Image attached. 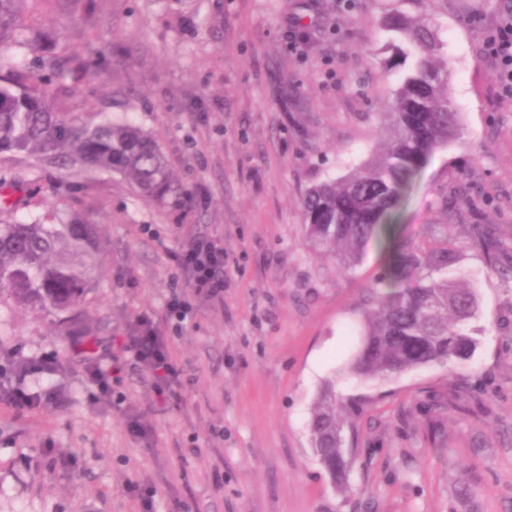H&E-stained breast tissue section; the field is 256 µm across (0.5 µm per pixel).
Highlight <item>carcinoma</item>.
Returning <instances> with one entry per match:
<instances>
[{
	"mask_svg": "<svg viewBox=\"0 0 512 512\" xmlns=\"http://www.w3.org/2000/svg\"><path fill=\"white\" fill-rule=\"evenodd\" d=\"M84 16V0H0V56L32 52L43 44L54 52L35 67L0 73V194L17 192L25 180L12 167L18 158L37 170L71 176L104 171L128 179L148 202L180 200L169 162L155 138L122 121H96L68 110L72 83L104 69L105 53L70 51L55 24L44 17ZM392 55L384 72L401 70L387 101L388 135L379 153L340 180L309 187L302 198L311 247L336 258L343 269L360 263L378 241L388 258L386 277L366 288L367 312L355 353L343 376L386 382L431 364L468 362L482 329L475 291L448 275L456 263L448 238L430 224L414 241L401 243L392 213L414 177L438 149L460 138L458 113L448 97V69L440 64L436 30L394 10L384 19ZM471 233L499 257L495 229L471 224ZM102 248L96 225L0 222V293L51 316L59 329L92 335L82 305L93 288L92 273ZM335 383L316 399L309 429L316 457L333 479L344 482L350 458Z\"/></svg>",
	"mask_w": 512,
	"mask_h": 512,
	"instance_id": "1",
	"label": "carcinoma"
}]
</instances>
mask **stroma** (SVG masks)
<instances>
[{
	"label": "stroma",
	"mask_w": 512,
	"mask_h": 512,
	"mask_svg": "<svg viewBox=\"0 0 512 512\" xmlns=\"http://www.w3.org/2000/svg\"><path fill=\"white\" fill-rule=\"evenodd\" d=\"M105 70L75 86L74 112L149 131L183 194L145 202L96 172L59 194L54 172L13 196L5 221L62 208L99 226L87 295L94 356L110 364L146 315L169 343L181 384L158 398L144 367L101 393L89 364L40 313L0 296V512H512V281L462 227L493 225L512 251V93L486 48L512 0H94ZM430 20L443 43L459 142L435 152L402 202L401 238L443 225L457 270L477 288L482 339L466 367L428 366L363 384L339 373L359 342L364 289L385 257L352 271L313 252L300 202L385 137L398 83L374 50L391 8ZM86 23V24H89ZM86 24L58 25L87 50ZM291 108L282 111V100ZM224 249V296L192 297L176 323L168 298L186 279L172 253L198 238ZM50 358L48 374L24 364ZM353 432L338 484L317 461L308 422L328 381ZM18 386L32 409L9 404ZM461 396L476 412L440 414Z\"/></svg>",
	"instance_id": "obj_1"
}]
</instances>
